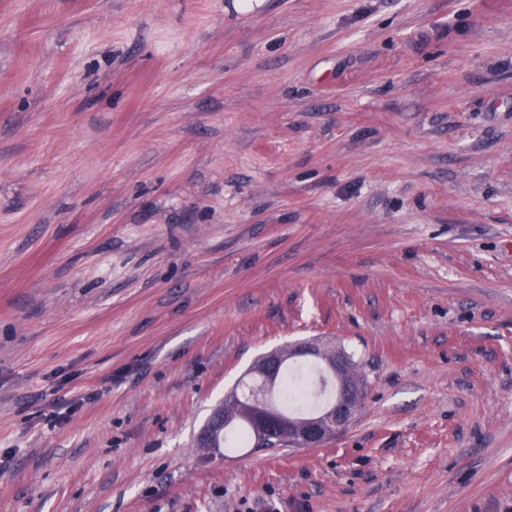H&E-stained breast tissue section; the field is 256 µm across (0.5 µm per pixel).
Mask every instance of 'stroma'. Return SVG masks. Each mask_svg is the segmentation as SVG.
<instances>
[{"instance_id":"1","label":"stroma","mask_w":512,"mask_h":512,"mask_svg":"<svg viewBox=\"0 0 512 512\" xmlns=\"http://www.w3.org/2000/svg\"><path fill=\"white\" fill-rule=\"evenodd\" d=\"M234 2L0 0V512H512V0ZM313 339L343 434L197 447Z\"/></svg>"}]
</instances>
